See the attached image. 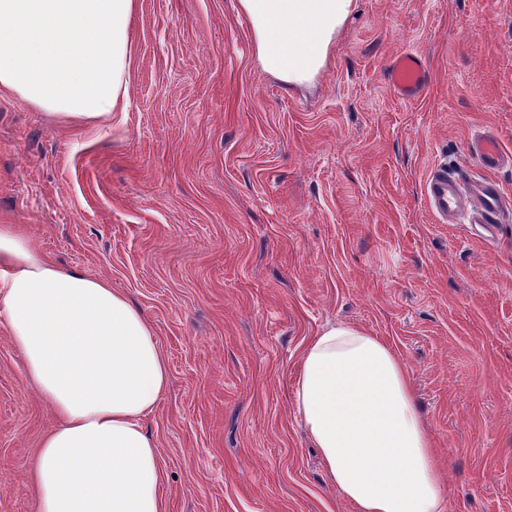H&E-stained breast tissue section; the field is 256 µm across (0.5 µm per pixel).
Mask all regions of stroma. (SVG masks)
<instances>
[{
    "label": "stroma",
    "mask_w": 512,
    "mask_h": 512,
    "mask_svg": "<svg viewBox=\"0 0 512 512\" xmlns=\"http://www.w3.org/2000/svg\"><path fill=\"white\" fill-rule=\"evenodd\" d=\"M138 2L126 111L73 127L0 96V224L153 324L164 512H353L294 400L334 324L404 364L447 512H512V165L466 150L512 154V0H356L309 89L262 69L233 0ZM407 52L415 99L388 81ZM438 167L499 185L495 234L435 216ZM56 422L0 326V512H39ZM389 82L406 98L419 96L427 83V72L421 56L406 53L395 59L389 71ZM469 149L485 169L499 168L503 159V152L493 137L484 136L473 139Z\"/></svg>",
    "instance_id": "obj_1"
}]
</instances>
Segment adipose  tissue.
Returning <instances> with one entry per match:
<instances>
[{"mask_svg": "<svg viewBox=\"0 0 512 512\" xmlns=\"http://www.w3.org/2000/svg\"><path fill=\"white\" fill-rule=\"evenodd\" d=\"M354 0H236L262 69L311 85ZM136 0H0V93L84 125L128 101ZM0 325L59 424L29 481L40 512H163L164 471L144 418L168 382L155 330L104 278L42 255L0 224ZM297 411L355 512H447L443 470L405 366L346 325L307 341Z\"/></svg>", "mask_w": 512, "mask_h": 512, "instance_id": "obj_1", "label": "adipose tissue"}]
</instances>
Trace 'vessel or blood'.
I'll list each match as a JSON object with an SVG mask.
<instances>
[{"label": "vessel or blood", "mask_w": 512, "mask_h": 512, "mask_svg": "<svg viewBox=\"0 0 512 512\" xmlns=\"http://www.w3.org/2000/svg\"><path fill=\"white\" fill-rule=\"evenodd\" d=\"M389 81L402 96H419L427 83V72L421 56L406 53L395 59L389 71ZM469 149L482 167H500L503 152L493 137L484 136L472 140ZM425 194L441 219L463 216L468 223L482 224L489 228L494 227L498 212L506 204L495 182L484 179L465 189L444 169L430 174L425 184Z\"/></svg>", "instance_id": "b4317fda"}]
</instances>
